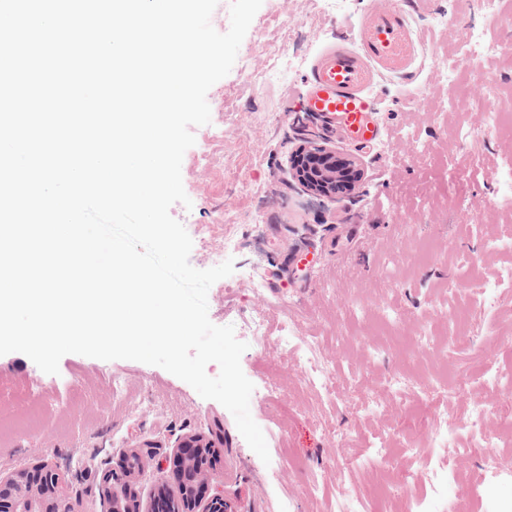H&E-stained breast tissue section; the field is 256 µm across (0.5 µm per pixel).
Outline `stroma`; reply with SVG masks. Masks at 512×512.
<instances>
[{
    "label": "stroma",
    "mask_w": 512,
    "mask_h": 512,
    "mask_svg": "<svg viewBox=\"0 0 512 512\" xmlns=\"http://www.w3.org/2000/svg\"><path fill=\"white\" fill-rule=\"evenodd\" d=\"M394 7L408 12L422 48L407 76L378 74L369 93L381 134L359 145L304 111L307 84L322 52L354 46L367 12ZM502 10L495 19L478 0H430L424 12L414 0H263L238 51L248 69L232 67L208 91L211 121L194 128L181 168L190 202L170 214L192 236L194 268L235 264L208 292L211 322L267 318L266 339L248 346L241 367L254 385L250 413L269 462L225 407L161 367L68 354L49 375L10 353L0 356V382L33 386L55 401L57 415L0 447V469L48 463L64 474L78 512H105L102 477L128 463L138 512H150L174 482L176 445L200 435L222 454L212 485L224 492V512H337L347 493L366 512H407L404 499L377 493L390 471L379 468V454L395 425L444 418L465 445L473 401L512 408V393L496 391L483 369L494 347L512 346V290L501 291L494 310L478 295L512 268V252L495 247L512 228V202L496 195L512 161V130L495 128L489 115L512 111V0ZM468 26L484 29L498 51L467 59ZM452 58L465 62L453 80L445 75ZM285 61L292 67L281 78L253 81L252 72ZM303 145L355 158L360 188L333 198L305 189L291 169ZM457 309L468 316L471 345L454 356L465 374L454 396L432 379L443 368L438 351L405 356L397 345L447 335L445 315ZM312 351L340 378L336 393L305 381ZM115 376L129 391L122 403L112 400ZM418 446L397 447L391 458L414 494L428 498L448 457L429 439ZM497 455L495 474L479 453L461 463L465 512H512V439L499 442Z\"/></svg>",
    "instance_id": "obj_1"
}]
</instances>
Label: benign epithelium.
<instances>
[{
    "instance_id": "obj_1",
    "label": "benign epithelium",
    "mask_w": 512,
    "mask_h": 512,
    "mask_svg": "<svg viewBox=\"0 0 512 512\" xmlns=\"http://www.w3.org/2000/svg\"><path fill=\"white\" fill-rule=\"evenodd\" d=\"M294 159L297 179L318 196L352 194L362 181V172L355 160L323 147L301 146ZM203 448L205 445L199 437L181 441L169 460L178 489L190 494L186 512H194L196 497L206 492V480L213 476L209 469L197 465ZM129 470L126 465L104 474L100 493L108 504L107 512H130L126 495ZM62 483L61 475L46 463L7 473L0 470V512H77L60 493Z\"/></svg>"
}]
</instances>
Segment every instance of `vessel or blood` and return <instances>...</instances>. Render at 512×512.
<instances>
[{
	"instance_id": "b4317fda",
	"label": "vessel or blood",
	"mask_w": 512,
	"mask_h": 512,
	"mask_svg": "<svg viewBox=\"0 0 512 512\" xmlns=\"http://www.w3.org/2000/svg\"><path fill=\"white\" fill-rule=\"evenodd\" d=\"M418 48L401 8L365 15L354 48L328 49L314 64L305 97L308 111L335 120L355 143L375 141L381 127L367 90L376 72L406 73Z\"/></svg>"
}]
</instances>
